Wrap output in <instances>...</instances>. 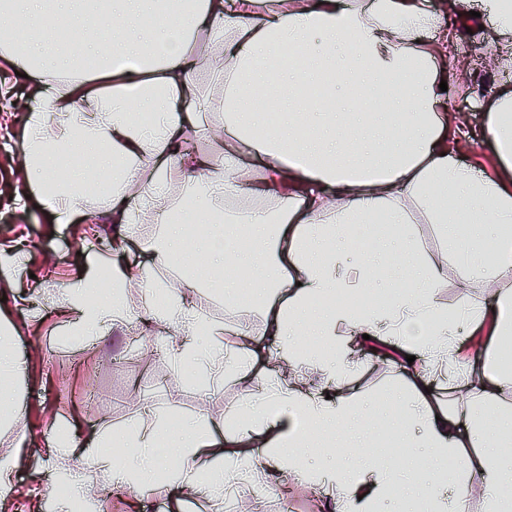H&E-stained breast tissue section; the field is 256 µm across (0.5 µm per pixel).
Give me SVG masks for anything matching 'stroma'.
Listing matches in <instances>:
<instances>
[{
    "mask_svg": "<svg viewBox=\"0 0 512 512\" xmlns=\"http://www.w3.org/2000/svg\"><path fill=\"white\" fill-rule=\"evenodd\" d=\"M456 47L450 71L466 65L465 79H453L448 121L455 129L449 143L464 164L489 173L497 169L494 147L485 134L486 102L496 88H512V69L489 67L496 54L489 15L463 12L453 18ZM34 79L16 75L0 59V338L20 364L0 387L9 398L0 407V460H17L8 512H44L58 497V476L73 458L50 456L61 429H68L83 447H92L105 425L122 428L136 423L139 409L153 404L179 419L223 423L227 409L239 399V387L226 381L209 395L194 388L190 366H175L165 336L130 321L100 328L83 341L71 335V322L55 313L63 292L78 271L105 269L112 225L62 224L36 187L24 181L19 157L29 111L37 102ZM152 350L146 359L116 367L114 355L137 350L141 341ZM377 343L351 346L363 373L357 384L365 412L380 416L397 388L396 353L380 358ZM290 493L272 489L255 496L251 512H315L316 490L283 475Z\"/></svg>",
    "mask_w": 512,
    "mask_h": 512,
    "instance_id": "stroma-1",
    "label": "stroma"
}]
</instances>
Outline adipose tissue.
I'll list each match as a JSON object with an SVG mask.
<instances>
[{"label": "adipose tissue", "instance_id": "obj_1", "mask_svg": "<svg viewBox=\"0 0 512 512\" xmlns=\"http://www.w3.org/2000/svg\"><path fill=\"white\" fill-rule=\"evenodd\" d=\"M106 32L88 24L78 0H0V58L39 78L43 104L28 125L23 172L52 205L59 223L88 222L87 182L65 181L54 170L75 150L93 159L94 177L106 178L103 213L119 231L114 256L136 242L135 225L159 230L151 266L113 264L120 286L136 284L140 308L123 295L101 293L86 306L93 276L73 282L66 306L77 323L96 328L140 319L168 326L171 355L191 363L198 381L214 389L231 378L241 398L224 416L223 430L196 424L180 441L160 440L166 415L150 408L149 423L127 432V445L165 456L164 472L136 456L117 461L96 453L94 472L113 487L150 495L163 479L174 506L188 499L223 498L226 485L260 490L284 472L320 493V512H378L401 494L396 471L420 476L431 512H463L481 499L482 512L512 504V469L500 449L512 446V375L502 373L491 352L512 335V90L493 93L486 107L487 133L498 171L480 172L448 152L439 84L448 59L430 37L448 42L445 14L422 0H101ZM34 23L24 50L12 44L15 24ZM71 22L81 35L76 56L93 61L75 78L55 72L70 66L55 31ZM212 87L202 93L201 70ZM344 77V94L358 103L341 111L334 88L312 95L314 80ZM288 111L271 124L270 107ZM217 116L212 153L185 154L201 125ZM255 157L259 170L245 167ZM448 196L441 204L440 196ZM140 206L130 210V197ZM205 217L215 229L209 248L226 265L253 275L250 292L263 304L265 336L275 345L277 373L257 368L251 326L210 322L196 297L206 277L183 283L165 303L155 269L176 256L182 225ZM437 225L444 251H427L417 221ZM246 225L241 247L222 243L221 224ZM378 236L381 259H358L339 249L352 226ZM462 254L466 282L483 281L488 300L448 304L438 290L449 251ZM399 293L385 308L347 303V295L383 277ZM483 337L479 355L464 352L461 325ZM317 336L320 350L303 344ZM411 355L398 380L405 408L391 423L403 445L429 449V458L403 461L400 469L363 463L302 466L312 430L344 433L348 448L361 442L351 421L362 399L354 381L361 370L346 344L363 336ZM442 378L460 400L448 409L429 387ZM464 461L467 473L450 470Z\"/></svg>", "mask_w": 512, "mask_h": 512}]
</instances>
